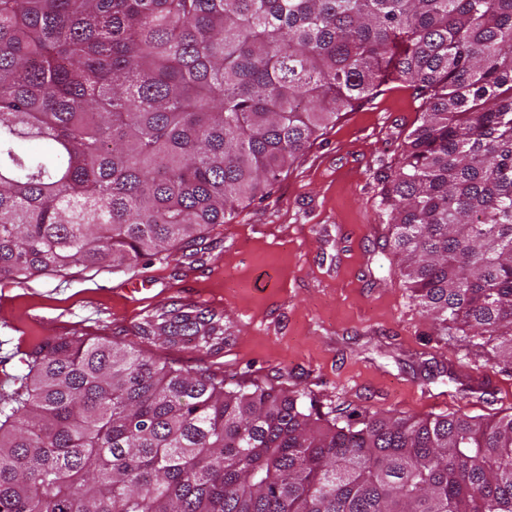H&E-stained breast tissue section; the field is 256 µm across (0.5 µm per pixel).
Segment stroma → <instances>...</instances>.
I'll use <instances>...</instances> for the list:
<instances>
[{
	"mask_svg": "<svg viewBox=\"0 0 512 512\" xmlns=\"http://www.w3.org/2000/svg\"><path fill=\"white\" fill-rule=\"evenodd\" d=\"M417 107L410 88L380 86L197 246L147 265L0 281V376L20 369L23 352L78 335L229 388L298 391L323 412L342 403L420 417L512 412V368L458 331L438 335L381 249L383 178ZM174 300L223 314V350L139 336L143 319Z\"/></svg>",
	"mask_w": 512,
	"mask_h": 512,
	"instance_id": "1",
	"label": "stroma"
}]
</instances>
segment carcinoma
<instances>
[{
  "mask_svg": "<svg viewBox=\"0 0 512 512\" xmlns=\"http://www.w3.org/2000/svg\"><path fill=\"white\" fill-rule=\"evenodd\" d=\"M388 82L424 98L384 248L512 365V0H0V280L197 243ZM138 334L212 348L223 315ZM22 365L0 512H512V413L322 414L83 336Z\"/></svg>",
  "mask_w": 512,
  "mask_h": 512,
  "instance_id": "1",
  "label": "carcinoma"
}]
</instances>
